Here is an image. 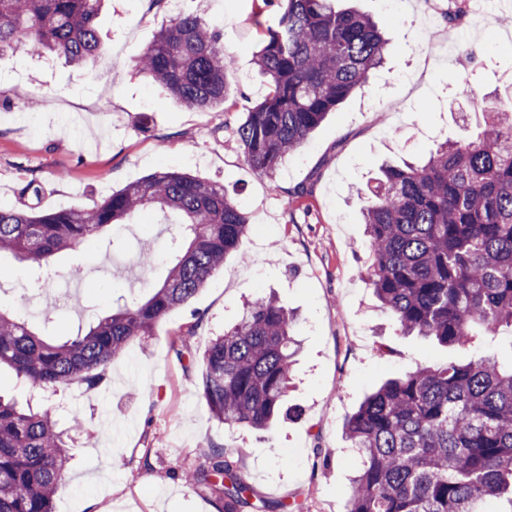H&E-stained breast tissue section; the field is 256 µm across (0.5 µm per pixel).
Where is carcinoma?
<instances>
[{
    "label": "carcinoma",
    "instance_id": "1",
    "mask_svg": "<svg viewBox=\"0 0 512 512\" xmlns=\"http://www.w3.org/2000/svg\"><path fill=\"white\" fill-rule=\"evenodd\" d=\"M102 0H0V55H53L80 66L102 49ZM273 25L260 20L256 65L270 90L246 107L235 136L245 160L268 178L328 113L382 66L387 41L376 23L336 0H281ZM234 54L220 30L194 14L161 29L139 70L187 109L224 104ZM474 137L446 140L424 162L381 170L357 193L371 263L367 280L403 335L466 345L512 329V99L491 107ZM148 205L175 215L188 244L144 301L117 305L82 334L47 340L0 311V365L44 389L95 384L112 360L150 336L218 271L250 229L224 186L157 172L91 210L0 209V259L26 261L34 286L60 251L124 224ZM294 318L276 299L247 303L241 318L202 355L201 389L214 419L229 428L269 429L285 408L294 355ZM356 453L347 512H484L488 499L512 512V360L478 355L443 368L419 366L372 393L345 422ZM68 436L50 411L25 412L0 397V512H53L68 463ZM209 468L182 471L189 485L224 493V512L252 506L255 492L222 446Z\"/></svg>",
    "mask_w": 512,
    "mask_h": 512
}]
</instances>
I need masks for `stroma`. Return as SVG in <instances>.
<instances>
[{"label":"stroma","mask_w":512,"mask_h":512,"mask_svg":"<svg viewBox=\"0 0 512 512\" xmlns=\"http://www.w3.org/2000/svg\"><path fill=\"white\" fill-rule=\"evenodd\" d=\"M463 13L451 57L420 39L446 30L449 5ZM389 39L382 67L313 131L275 179L256 174L234 135L244 109L269 84L256 68L260 34L252 0H184L224 34L235 69L224 106L204 112L174 103L138 61L175 12L170 0H111L98 20L103 49L84 67L0 56V208L90 209L112 192L162 170L223 185L251 230L224 268L152 335L130 345L95 386L56 393L0 367V396L20 407L53 408L72 442L54 512H224V497L186 485L179 473L205 466L202 448L232 450L263 512L282 502L303 512H346L356 465L344 424L368 394L421 365L435 368L492 354L512 359V337L446 346L400 335L366 279L370 264L356 200L384 164L426 159L437 145L484 127L469 92L512 96V0H358ZM307 186L311 195H294ZM159 210L104 231L87 247L53 259L54 274L32 285L28 263L0 261V306L42 337L62 342L111 315L120 296L148 297L180 238ZM150 247L152 265L139 264ZM274 295L298 316L299 349L290 404L297 416L272 430L230 431L202 397L200 358L256 293ZM189 355L177 358L179 347Z\"/></svg>","instance_id":"35a3bbf8"}]
</instances>
